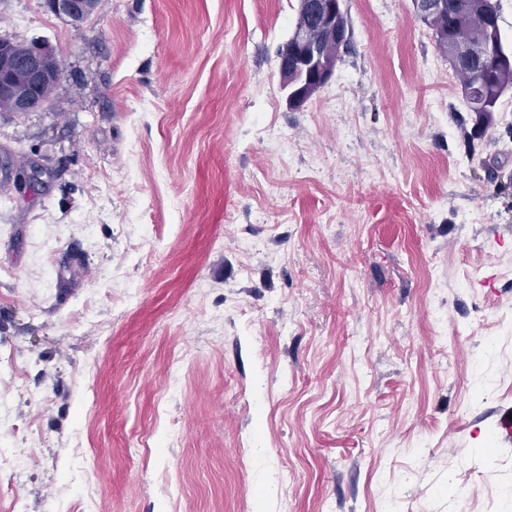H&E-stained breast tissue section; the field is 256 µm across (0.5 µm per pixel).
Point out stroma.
I'll list each match as a JSON object with an SVG mask.
<instances>
[{"instance_id": "obj_1", "label": "stroma", "mask_w": 512, "mask_h": 512, "mask_svg": "<svg viewBox=\"0 0 512 512\" xmlns=\"http://www.w3.org/2000/svg\"><path fill=\"white\" fill-rule=\"evenodd\" d=\"M343 8L293 110L297 0H0L61 67L0 111V512H512V92Z\"/></svg>"}]
</instances>
